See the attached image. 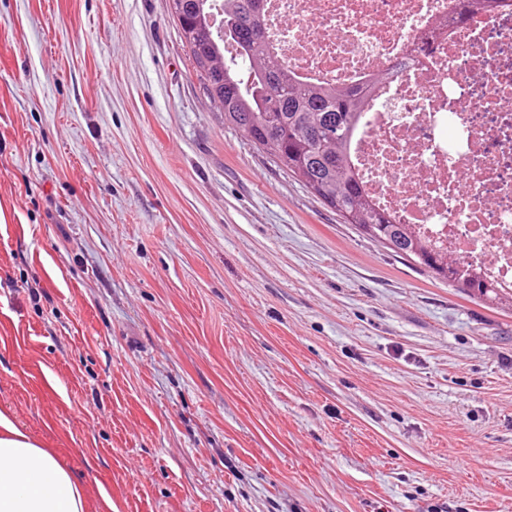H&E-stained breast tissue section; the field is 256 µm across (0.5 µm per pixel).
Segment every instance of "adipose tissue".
I'll return each instance as SVG.
<instances>
[{
    "label": "adipose tissue",
    "mask_w": 512,
    "mask_h": 512,
    "mask_svg": "<svg viewBox=\"0 0 512 512\" xmlns=\"http://www.w3.org/2000/svg\"><path fill=\"white\" fill-rule=\"evenodd\" d=\"M84 485L0 411V512H86Z\"/></svg>",
    "instance_id": "1"
}]
</instances>
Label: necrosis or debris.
<instances>
[{
    "label": "necrosis or debris",
    "instance_id": "necrosis-or-debris-1",
    "mask_svg": "<svg viewBox=\"0 0 512 512\" xmlns=\"http://www.w3.org/2000/svg\"><path fill=\"white\" fill-rule=\"evenodd\" d=\"M295 79L358 91L349 146L373 202L512 291V0H263Z\"/></svg>",
    "mask_w": 512,
    "mask_h": 512
}]
</instances>
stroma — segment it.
<instances>
[{
	"label": "stroma",
	"instance_id": "stroma-1",
	"mask_svg": "<svg viewBox=\"0 0 512 512\" xmlns=\"http://www.w3.org/2000/svg\"><path fill=\"white\" fill-rule=\"evenodd\" d=\"M0 409L92 512H512V310L225 125L170 0H0Z\"/></svg>",
	"mask_w": 512,
	"mask_h": 512
}]
</instances>
